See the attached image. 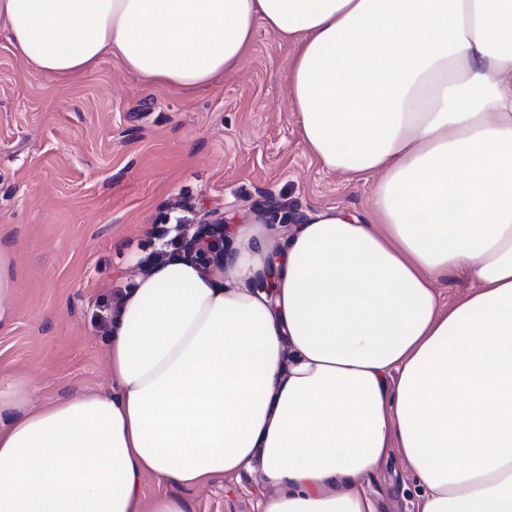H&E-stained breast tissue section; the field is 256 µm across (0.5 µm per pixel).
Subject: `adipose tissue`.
<instances>
[{
    "label": "adipose tissue",
    "mask_w": 512,
    "mask_h": 512,
    "mask_svg": "<svg viewBox=\"0 0 512 512\" xmlns=\"http://www.w3.org/2000/svg\"><path fill=\"white\" fill-rule=\"evenodd\" d=\"M260 25L298 48L309 152L374 179L368 212H307L281 251L245 224L223 268L140 277L108 338L117 391L0 393V512H190L144 480L242 470L262 512H375L361 480L393 445L416 512H512V0H0L37 75L110 57L187 93ZM451 271L473 289L447 305Z\"/></svg>",
    "instance_id": "adipose-tissue-1"
}]
</instances>
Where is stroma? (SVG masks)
I'll list each match as a JSON object with an SVG mask.
<instances>
[{"mask_svg":"<svg viewBox=\"0 0 512 512\" xmlns=\"http://www.w3.org/2000/svg\"><path fill=\"white\" fill-rule=\"evenodd\" d=\"M294 53L257 27L236 73L187 94L144 85L113 58L50 80L0 33V243L19 269L0 390L29 387L34 408L114 390L92 315L100 297L135 287L175 202L223 214L232 231L264 224L280 243L309 210L368 209L372 181L325 170L303 143L288 92ZM365 488L378 512H414L424 492L395 448ZM142 492L188 498L192 512H261L269 490L242 471L196 489L150 478Z\"/></svg>","mask_w":512,"mask_h":512,"instance_id":"stroma-1","label":"stroma"}]
</instances>
